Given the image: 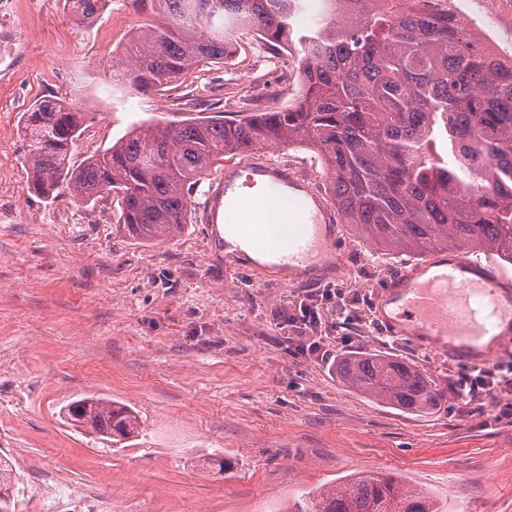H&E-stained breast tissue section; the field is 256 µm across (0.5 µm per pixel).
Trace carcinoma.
I'll return each mask as SVG.
<instances>
[{
	"mask_svg": "<svg viewBox=\"0 0 512 512\" xmlns=\"http://www.w3.org/2000/svg\"><path fill=\"white\" fill-rule=\"evenodd\" d=\"M109 0H65L84 23ZM167 20L138 31L113 72L138 93L177 85L219 63L231 43L255 35L298 45L302 91L280 111L227 121L214 115L165 127L141 125L70 164L84 121L59 98L21 115L30 140L31 188L64 191L88 206L119 195L120 224L146 243L185 230L194 186L226 156L298 144L327 170L326 191L344 223L379 249L408 257L475 246L512 265V55L475 39L448 0H157ZM493 169V188L473 171ZM354 391L410 413L442 404L420 366L395 357L340 358ZM65 420L122 444L139 436L131 407L99 396L65 406ZM21 474L0 455V512H16ZM300 512H438L432 498L392 476L360 473L323 490Z\"/></svg>",
	"mask_w": 512,
	"mask_h": 512,
	"instance_id": "1",
	"label": "carcinoma"
}]
</instances>
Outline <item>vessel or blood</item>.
<instances>
[{
	"instance_id": "b4317fda",
	"label": "vessel or blood",
	"mask_w": 512,
	"mask_h": 512,
	"mask_svg": "<svg viewBox=\"0 0 512 512\" xmlns=\"http://www.w3.org/2000/svg\"><path fill=\"white\" fill-rule=\"evenodd\" d=\"M293 203L286 237L273 263L253 260L260 242L252 231L245 190ZM203 214L213 236L235 232L226 258L291 286L341 276V236L332 207L298 177L294 167L247 157L214 172L204 193ZM374 313L389 333L418 346L475 363L512 348V280L494 277L460 251L428 254L380 291Z\"/></svg>"
}]
</instances>
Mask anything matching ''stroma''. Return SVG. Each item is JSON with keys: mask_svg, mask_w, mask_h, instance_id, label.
<instances>
[{"mask_svg": "<svg viewBox=\"0 0 512 512\" xmlns=\"http://www.w3.org/2000/svg\"><path fill=\"white\" fill-rule=\"evenodd\" d=\"M475 28L512 38V0H461ZM0 40V454L21 476L20 512H53L35 490L53 475L86 488L98 512H296L298 502L359 471L391 475L440 512H512V417L496 396L463 401L469 367L389 335L373 312L379 288L410 257L380 255L341 226L349 280L319 283L327 357L297 354L301 290L238 271L193 209L184 232L152 245L117 226L120 207L46 201L29 187L20 117L58 97L85 115L81 165L144 121L166 124L280 109L296 53L241 38L230 64L164 92L112 81L131 34L159 24L151 0H110L86 25L65 0H8ZM423 367L445 392L431 414L403 412L348 388L347 354ZM132 406L139 437L102 441L62 409L85 395ZM221 455L217 471L207 458Z\"/></svg>", "mask_w": 512, "mask_h": 512, "instance_id": "stroma-1", "label": "stroma"}]
</instances>
